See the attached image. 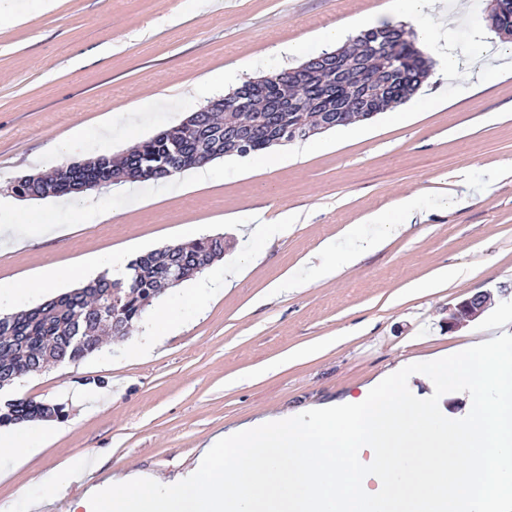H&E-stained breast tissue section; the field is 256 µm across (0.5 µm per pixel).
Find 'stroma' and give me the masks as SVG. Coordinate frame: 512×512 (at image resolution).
<instances>
[{
  "label": "stroma",
  "mask_w": 512,
  "mask_h": 512,
  "mask_svg": "<svg viewBox=\"0 0 512 512\" xmlns=\"http://www.w3.org/2000/svg\"><path fill=\"white\" fill-rule=\"evenodd\" d=\"M395 0H0V221L5 205L26 222L59 228L22 248L0 245V285L62 272L59 291L78 287L69 272L108 253L128 258L224 233L225 264L242 270L228 292L196 298L198 279L157 299L146 321L102 352L20 379L15 396L64 404L66 419L26 427L25 458L0 449V506L10 512H69L90 486L119 470L179 482L198 466L212 435L261 414L339 405L399 362L462 348L470 328L448 331L450 303L479 292L512 301V56L491 30L490 0H467L466 20L440 35L465 63L467 88L430 77L409 101L357 122L274 147L280 162L254 172L242 157L212 161L209 181L179 177L167 192L138 183L130 200L117 185L71 198H22L12 185L94 155H119L244 80L298 67L325 50L337 20L399 21ZM297 46L290 59L279 47ZM502 71L484 83L483 71ZM223 87L196 92L206 74ZM144 112L134 124L130 113ZM470 205L453 206L458 182ZM416 196L413 218L399 209ZM384 221L368 223L372 213ZM273 224L266 244L250 224ZM360 225L379 250L337 275L314 279L308 258L343 229ZM456 266L453 282L437 281ZM304 288L276 290L283 276ZM436 280L434 288L416 282ZM175 309L171 330L158 316ZM162 337L148 358L134 339ZM100 377L93 389L86 378ZM79 479L47 498L42 478L62 469Z\"/></svg>",
  "instance_id": "stroma-1"
}]
</instances>
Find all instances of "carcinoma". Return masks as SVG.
Listing matches in <instances>:
<instances>
[{"label": "carcinoma", "mask_w": 512, "mask_h": 512, "mask_svg": "<svg viewBox=\"0 0 512 512\" xmlns=\"http://www.w3.org/2000/svg\"><path fill=\"white\" fill-rule=\"evenodd\" d=\"M348 65L353 72L370 64L373 88L387 79L390 71L397 72L394 89L373 94L372 108L385 112L411 99L429 76L433 62L407 38L405 26L386 23L370 28L352 39L347 48ZM359 80L342 92L344 125L356 120L360 93ZM242 95L234 100L213 103L215 111L199 113V124H180L162 131L138 144L134 152L142 160L127 162L110 155H97L95 176L108 182L112 170L125 168L131 181L158 180L201 165L235 155L233 138L224 137L220 112H239L241 121L254 123L263 115L266 100L263 90H253L250 81L242 84ZM272 134L257 127L245 140V155L259 154L273 146ZM26 190L44 197L70 194L68 186L46 176ZM224 235L202 236L189 245L176 244L137 256L128 264V273L121 280L106 275L70 292L63 293L28 310L0 317V374L22 377L36 371L44 363L60 356L63 363L80 362L101 350L99 337L125 336L143 321L153 303L168 288L169 270L182 268L185 280L199 275L197 265L209 268L222 258ZM64 417V406L46 408L33 398L8 400L0 405V426L29 421H49Z\"/></svg>", "instance_id": "cac0c4a2"}]
</instances>
